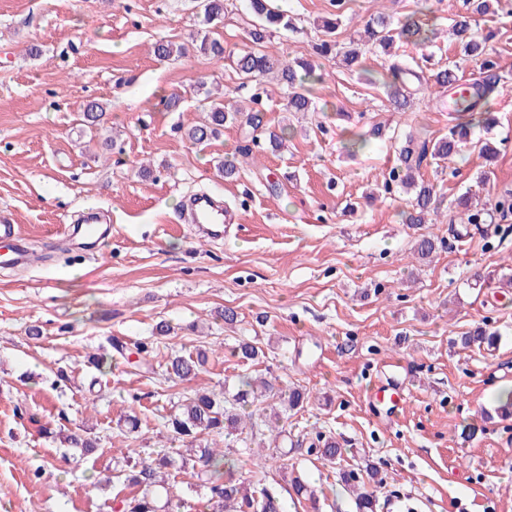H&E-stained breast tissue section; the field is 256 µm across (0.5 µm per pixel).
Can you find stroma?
<instances>
[{
    "instance_id": "obj_1",
    "label": "stroma",
    "mask_w": 512,
    "mask_h": 512,
    "mask_svg": "<svg viewBox=\"0 0 512 512\" xmlns=\"http://www.w3.org/2000/svg\"><path fill=\"white\" fill-rule=\"evenodd\" d=\"M464 0H444L436 43L400 45L429 71L461 61L444 32ZM298 25L277 34L271 50L283 60H318L325 81L317 109L288 112L284 89L265 80L264 120L290 131L275 152L267 144L239 159L233 177L216 159L236 153L243 127L195 145L185 137L209 106L204 91L220 86L229 105H246L229 63L248 44L254 17L244 0H224L215 27L225 61L190 47L197 31L193 0H0V215L20 224L34 263L0 270V512H120L129 493L110 486L121 443L143 460L182 443L166 427L173 401L206 387H236L261 375L277 387L302 389L308 401L285 423L280 447L265 428L255 442L234 445L235 477L269 490L288 512H357L343 474L382 478L376 512H512V418L495 413V398L512 388V287L485 280L512 259V216H493L460 235L461 209L512 189V94L490 98L497 154L475 147L424 169L441 202L435 224H409L402 194L370 201L365 193L395 158L398 138L425 121L431 136L448 130L449 92L430 104L412 101L406 122L372 86L385 57L367 54L361 73L315 54L314 20L331 16V0H282ZM418 0H346L339 42L378 14L396 18ZM486 51L512 85V16H480ZM159 41L188 44L163 62ZM100 103V128L83 120ZM384 135L364 150L344 142L372 125ZM147 172H140V165ZM280 184L271 196L269 181ZM223 195L236 223L223 239H201L178 222L184 198ZM112 225L90 250L76 249L67 228L87 209ZM435 238L432 260L418 259L421 236ZM236 314L224 323L221 310ZM170 325L169 335L156 332ZM497 331L493 347L462 348L481 324ZM38 328L39 338L29 331ZM144 344L150 370H139L112 347ZM263 356L241 362V342ZM205 350L198 378H168L172 351ZM104 355L100 368L88 358ZM406 375L404 405L386 413L389 377ZM381 395H374V388ZM137 416L139 430L118 420ZM96 437L89 454L68 448L61 434ZM332 436L341 456L321 461L316 434ZM315 489L296 495L293 478Z\"/></svg>"
}]
</instances>
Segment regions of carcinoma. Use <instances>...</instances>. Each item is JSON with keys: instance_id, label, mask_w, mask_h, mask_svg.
<instances>
[{"instance_id": "obj_1", "label": "carcinoma", "mask_w": 512, "mask_h": 512, "mask_svg": "<svg viewBox=\"0 0 512 512\" xmlns=\"http://www.w3.org/2000/svg\"><path fill=\"white\" fill-rule=\"evenodd\" d=\"M248 8L257 17V23L249 32L252 47L232 60L234 69L248 82L261 81L270 74L276 75L286 88L285 108L289 112H313V86L324 81V74L316 72V67L307 59L296 58L283 61L268 50L272 32L277 29L294 30V18L280 9L274 0H247ZM466 5L477 15L504 12L512 15V0H466ZM202 24L205 28L197 31L195 38L200 40L199 51L218 60L224 58V46L220 40L211 37L207 27L222 22L224 18V0H199ZM340 17L329 18L323 22L319 32L324 36L316 45V53L326 56L336 52L343 56L348 68L360 64L363 54L372 52L376 46L388 50L400 42H431L437 37L436 29L424 28V23L413 15L402 20L391 16L379 15L364 25L360 35L361 46L342 47L336 40ZM452 34L463 49L465 60L479 63L485 77L472 83L471 93L454 99L449 109L448 133L440 137L428 135L425 126L404 136L397 148L396 164L388 172V177L378 183L382 194L405 191L412 194L408 215L411 224H423L426 217L438 214L434 185L421 179V171L431 164H439L451 155H457L461 147L470 143L471 130L475 124H489L493 117L486 110L488 99L494 93L500 79L496 74V63L485 57L483 43L485 38L478 35L467 16L454 20ZM156 56L162 60H175L184 53V47L160 41L154 48ZM391 64L388 68L391 94L394 103L401 111L411 103L410 87L419 88L434 83L437 88L450 90L459 87L461 66L457 62L449 64L432 75L416 70L399 60V54L388 55ZM237 123L249 128L248 135L255 142L259 136L268 139L273 149L283 142V135L264 124V116L254 107H227L223 103L214 104L206 120L189 127L186 138L200 144L221 133L226 123ZM498 341L496 332L485 327H477L468 335L461 337V345L472 344L492 346ZM206 363V355L199 352L174 354L170 356L166 372L169 377L190 380L199 375ZM276 397L280 401V410H267L264 400ZM305 393L295 387L286 390L277 389L266 378L249 375L239 377L234 391L215 392L208 388L199 389L195 395L172 403L166 416L168 429L179 439L190 444L186 453L174 457L168 453H157L148 461L125 460L124 482L139 488V492L123 500V512H176L184 506V501L175 499L172 473H181L188 469L196 475L206 476L205 484L210 491V500L214 512H280L278 500L269 492L252 489L243 480L221 478V470L228 464L226 455L212 446L208 436L212 433L224 435L225 447L231 444L247 443L244 430L255 428L258 423L271 432L272 442L283 436L281 421L291 411L303 408ZM317 445L310 448L320 459L336 463L341 449L336 441L321 433L316 435ZM65 443L72 448L88 451L97 447V440L85 435L71 433L66 435Z\"/></svg>"}]
</instances>
